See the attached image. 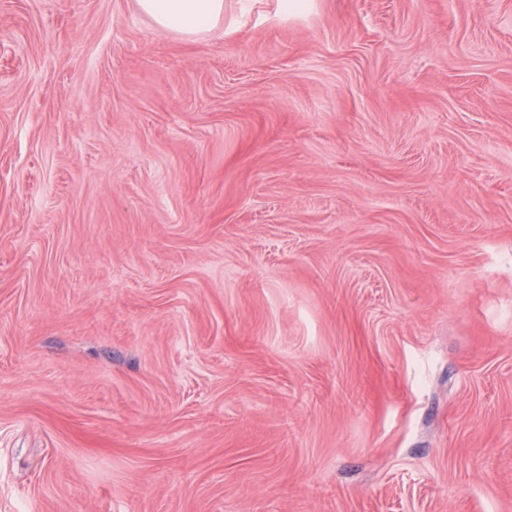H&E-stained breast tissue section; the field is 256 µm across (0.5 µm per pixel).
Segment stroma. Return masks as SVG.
<instances>
[{"mask_svg":"<svg viewBox=\"0 0 512 512\" xmlns=\"http://www.w3.org/2000/svg\"><path fill=\"white\" fill-rule=\"evenodd\" d=\"M0 512H512V0H0ZM157 27L186 36L210 32L224 19V0H137Z\"/></svg>","mask_w":512,"mask_h":512,"instance_id":"stroma-1","label":"stroma"}]
</instances>
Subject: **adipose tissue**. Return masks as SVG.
Masks as SVG:
<instances>
[{
    "label": "adipose tissue",
    "mask_w": 512,
    "mask_h": 512,
    "mask_svg": "<svg viewBox=\"0 0 512 512\" xmlns=\"http://www.w3.org/2000/svg\"><path fill=\"white\" fill-rule=\"evenodd\" d=\"M157 27L186 36L210 32L224 18V0H137Z\"/></svg>",
    "instance_id": "ef3b65f1"
}]
</instances>
